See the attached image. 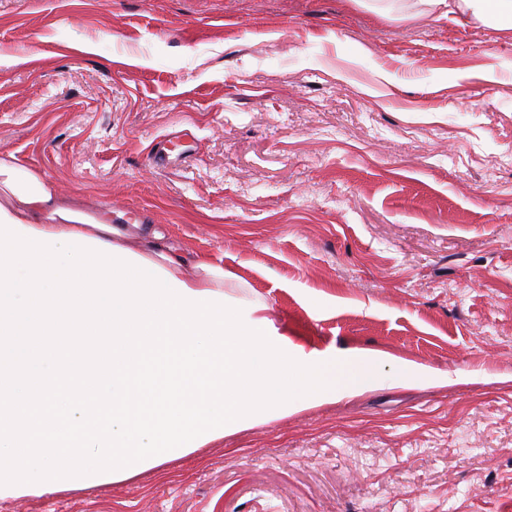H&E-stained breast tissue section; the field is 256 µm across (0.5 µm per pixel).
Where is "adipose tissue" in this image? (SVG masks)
I'll list each match as a JSON object with an SVG mask.
<instances>
[{
    "label": "adipose tissue",
    "instance_id": "ef3b65f1",
    "mask_svg": "<svg viewBox=\"0 0 512 512\" xmlns=\"http://www.w3.org/2000/svg\"><path fill=\"white\" fill-rule=\"evenodd\" d=\"M512 39V0H426ZM142 225L83 212L0 158V497L120 480L263 422L363 392L385 360L305 351L240 320L224 268L181 259Z\"/></svg>",
    "mask_w": 512,
    "mask_h": 512
}]
</instances>
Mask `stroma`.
<instances>
[{
    "instance_id": "stroma-1",
    "label": "stroma",
    "mask_w": 512,
    "mask_h": 512,
    "mask_svg": "<svg viewBox=\"0 0 512 512\" xmlns=\"http://www.w3.org/2000/svg\"><path fill=\"white\" fill-rule=\"evenodd\" d=\"M414 2L0 0L1 158L220 262L305 350L391 356L363 395L0 512H512V40ZM401 383L422 384L423 381L432 385L448 386V374L431 371L411 361L402 362Z\"/></svg>"
}]
</instances>
